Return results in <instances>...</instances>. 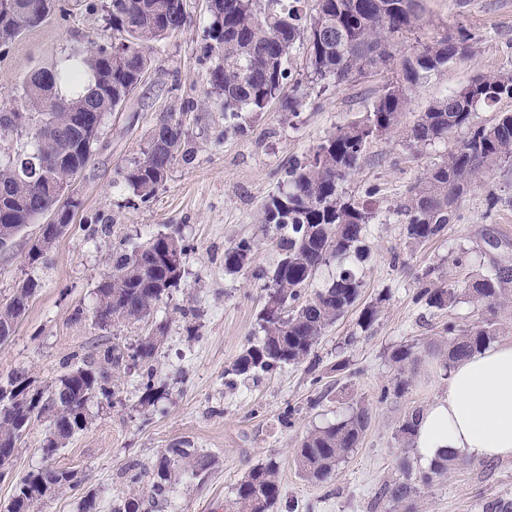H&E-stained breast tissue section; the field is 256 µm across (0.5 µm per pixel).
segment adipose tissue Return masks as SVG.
Here are the masks:
<instances>
[{
    "label": "adipose tissue",
    "instance_id": "1",
    "mask_svg": "<svg viewBox=\"0 0 512 512\" xmlns=\"http://www.w3.org/2000/svg\"><path fill=\"white\" fill-rule=\"evenodd\" d=\"M414 446L425 461L512 458V340L454 365L444 394L419 415Z\"/></svg>",
    "mask_w": 512,
    "mask_h": 512
}]
</instances>
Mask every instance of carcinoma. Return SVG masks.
I'll return each instance as SVG.
<instances>
[{
  "label": "carcinoma",
  "mask_w": 512,
  "mask_h": 512,
  "mask_svg": "<svg viewBox=\"0 0 512 512\" xmlns=\"http://www.w3.org/2000/svg\"><path fill=\"white\" fill-rule=\"evenodd\" d=\"M18 9L0 15V47L42 24L55 10L56 0H17ZM209 52L215 58L209 84L233 120V129L247 134L245 115L266 111L280 97L290 76L287 62L293 45H307L312 82L336 86L377 63L394 58L392 47L423 17L420 0H213ZM112 30L118 41L93 44L91 49L66 57L52 67L33 71L23 81V93L2 112L22 113L25 126L5 133L0 142L27 135L34 150L0 158V225L24 228L45 212L57 211L59 193L69 185L76 167L86 168L99 133L80 122L90 110L114 111L138 88V77L150 63L149 52L179 31L185 22L183 0H111ZM474 37L459 28L441 39L416 47L402 62L401 73L388 84L363 117L336 127L288 169L287 188L271 196L261 223L277 240L279 258L259 315L263 335L251 340L236 359L231 374L255 377L306 360L325 330L358 301L363 282L359 262L369 257L366 225L375 213L345 195L342 184L357 169L367 143L393 132L403 103L428 74L445 71L453 59L472 51ZM512 99V68L477 78L466 89L437 99L423 112L406 138L415 146L445 142L464 133L446 158L412 184L396 213L405 236L416 243L443 235L455 219L458 202L493 171L512 162V112L499 105ZM479 111H492L487 123L474 122ZM187 113L170 112L155 124L142 161L124 178L142 200L152 198L178 156L186 148ZM168 234H158L131 254L116 258L112 273L95 289L94 323L105 328L144 321L158 310L170 291L179 287L182 273L166 265ZM256 248L242 238L224 250V267L241 270ZM334 261L336 279L314 293L308 287L317 270ZM38 283L28 280L0 305V343L8 341L5 325L25 315ZM464 295L483 307L485 315L465 328L448 321V362L487 347L500 334L498 310L512 303V266L493 265L464 285ZM458 288L446 281L423 288L416 301L443 309L456 302ZM165 327L142 337L128 349L118 343H100L88 353L75 354L46 389L33 387L23 370L0 381V478L13 457L2 452L20 443L26 429L21 420L45 418L48 434L43 456H55L89 425L91 402L115 393L114 371L135 368L146 401L155 399L159 386L153 362ZM369 411L362 407L345 419L305 435L295 451V462L309 480L323 481L360 442L368 428ZM192 465V475L209 462L188 441L161 452L152 468L136 472L130 482L147 476L155 497L167 494L181 465ZM448 472V455L434 460L427 471L387 488L394 506L415 512L417 486L429 485ZM62 488L74 480L67 470H51ZM38 468L24 475L3 512H35L40 484L49 477ZM281 498L277 462L261 463L243 476L229 502L231 512H272Z\"/></svg>",
  "instance_id": "1"
}]
</instances>
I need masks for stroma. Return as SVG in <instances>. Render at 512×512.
Returning a JSON list of instances; mask_svg holds the SVG:
<instances>
[{
  "label": "stroma",
  "mask_w": 512,
  "mask_h": 512,
  "mask_svg": "<svg viewBox=\"0 0 512 512\" xmlns=\"http://www.w3.org/2000/svg\"><path fill=\"white\" fill-rule=\"evenodd\" d=\"M184 5L181 30L151 50L144 84L105 114L91 161L70 190L79 206L46 262L33 265L27 258L40 233L36 223L0 253V303L24 281L39 283L14 334L0 344L1 380L23 369L36 386L49 385L71 354L103 340L134 344L161 323L164 337L154 363L159 395L142 401L137 371L116 373L114 396L91 403L88 428L49 460L42 453L48 424L32 422L8 476L0 479V503L28 471L48 466L73 471L78 483L56 489L42 512H78L89 489L98 496L99 512H111L115 501L128 497L138 500L139 512H225L246 472L273 460L282 485L273 512H392L385 486L423 468L413 444L399 438L398 426L446 389L442 325L465 326L482 315L465 299L437 310L415 297L439 281L461 283L493 263L512 262V166L496 170L462 199L443 236L424 243L404 236L397 204L453 147L448 141L417 148L404 132L434 99L512 65V0H424L423 21L396 42L397 60L324 90L309 85L307 47L295 43L288 67L308 92L300 117L274 100L267 111L248 115L244 136L234 134L208 85L207 2ZM109 7L110 0H59L44 23L0 50V104L14 102L31 71L89 42L111 43ZM460 27L475 37L472 53L453 60L444 74L423 79L401 109L398 131L369 142L356 173L343 184L347 195L376 214L368 227L371 255L360 268L358 306L325 331L311 355L316 372L298 364L255 379L231 375L249 341L261 335L258 314L278 251L259 218L269 196L285 186L290 164L338 125L369 112L399 72L400 56ZM182 110L188 113L190 154L171 165L150 200H141L124 173L142 159L159 114ZM373 186L378 193L367 198ZM158 233L178 234L190 247L179 288L152 318L99 330L92 323L97 281L111 272L116 253ZM243 238L257 243L249 264L226 270L225 247ZM461 252L468 261L458 267L453 260ZM373 302L378 318L368 332H359V309ZM403 346L412 348L414 358L395 363L392 355ZM359 407L368 409L371 423L357 448L329 478L307 480L294 461L301 437ZM182 440L208 455L205 471L184 476L157 500L148 480L130 482V471L151 467L163 448ZM501 497L512 499L511 458H458L447 474L418 488L416 512H483Z\"/></svg>",
  "instance_id": "35a3bbf8"
}]
</instances>
